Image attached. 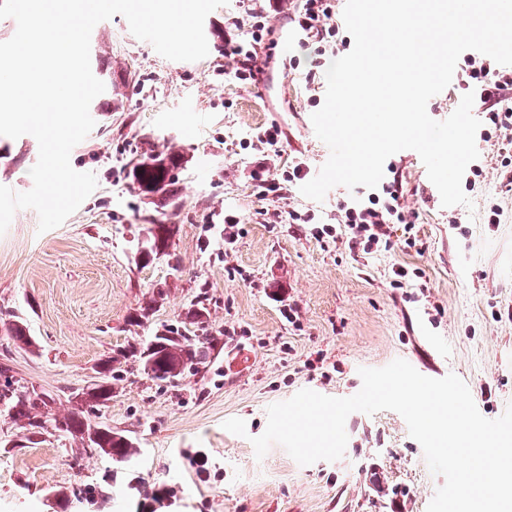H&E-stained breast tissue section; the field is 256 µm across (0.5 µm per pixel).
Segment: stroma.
<instances>
[{"label":"stroma","mask_w":512,"mask_h":512,"mask_svg":"<svg viewBox=\"0 0 512 512\" xmlns=\"http://www.w3.org/2000/svg\"><path fill=\"white\" fill-rule=\"evenodd\" d=\"M243 10L229 0L207 16L209 54L195 62L163 58L118 14L92 31L91 69L111 88L94 99L95 127L70 160L98 185L61 226L38 233L37 213L22 209L0 235V364L49 396L53 415L84 410L130 436L139 453L128 463L87 454L70 467L79 440L51 429L20 447L23 430L0 404V512H53L47 491L103 482L110 512H426L444 479L398 413L350 414L344 456L302 466L277 444L256 457L250 439L264 432L267 407L304 388L352 396L359 368L397 358L459 376L485 417L512 403V183L496 164L500 141H476L485 173L469 208L442 206L414 157L387 159L403 173L420 249L406 248L398 230L387 252L322 247L289 224V210L326 223L362 187H334L318 202L291 185L284 198L262 199L250 173L262 160L277 175L301 160L317 175L327 154L310 121L324 103L325 73L274 13L275 62L262 83L240 84L223 48L237 35L229 18ZM292 56L299 66L290 72L283 62ZM272 123L283 131L279 144L258 145L257 132ZM152 146L178 151L183 167L168 253L147 263L136 244L162 200L133 190L128 162ZM38 152L33 136H0V185L31 189ZM228 213L241 226L229 256L219 230ZM394 265L418 269L422 287H391ZM202 291L204 331L214 338L203 365L161 383L128 362L111 400L82 408L78 394L105 359L184 321ZM285 304L297 305L299 325L282 317ZM14 320L27 325L33 349L11 339L5 324ZM233 417L247 437L224 429Z\"/></svg>","instance_id":"stroma-1"}]
</instances>
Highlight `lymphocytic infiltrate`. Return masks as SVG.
<instances>
[{"label":"lymphocytic infiltrate","instance_id":"lymphocytic-infiltrate-1","mask_svg":"<svg viewBox=\"0 0 512 512\" xmlns=\"http://www.w3.org/2000/svg\"><path fill=\"white\" fill-rule=\"evenodd\" d=\"M286 12L290 24L301 36V43L314 47L317 55L331 50V40L339 32L334 0H245L242 16L232 18L239 30L238 39L226 40L224 57L231 64L235 78L244 84L260 82L272 56L273 46L267 43V18L270 13ZM461 82L463 89L477 95L479 109L493 131L506 134L512 130V71L495 68L489 57L470 56ZM307 166L296 161L289 166L284 177L270 174L266 164H258L251 174L256 196L280 199L287 185L306 178ZM415 212L403 203L402 179L393 176L383 184L381 193L369 194L367 199L345 202L336 213L332 224H319L310 212L289 210L288 221L307 224L314 238L327 245L344 244L350 253L372 254L390 250L394 225H401L404 243L418 245Z\"/></svg>","mask_w":512,"mask_h":512}]
</instances>
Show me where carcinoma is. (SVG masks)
Returning a JSON list of instances; mask_svg holds the SVG:
<instances>
[{"instance_id":"cac0c4a2","label":"carcinoma","mask_w":512,"mask_h":512,"mask_svg":"<svg viewBox=\"0 0 512 512\" xmlns=\"http://www.w3.org/2000/svg\"><path fill=\"white\" fill-rule=\"evenodd\" d=\"M182 164V156L172 150L162 153L143 154L130 162V176L133 188L147 193L159 194L167 201L175 196V171ZM145 361L155 367L152 379L160 382H172L185 370L204 363L207 357L205 342H195L191 331L184 325L168 327L165 332L155 336L154 340L141 352ZM127 354L120 352L105 360L101 365L99 383L87 392L88 401L97 406L105 404L112 396L111 380L120 371L118 365ZM0 402H5L14 411L15 420L22 422L27 431L23 442L38 444L37 435L44 431L42 418L46 416L49 400L46 395L35 391H23L16 386L8 369H0ZM55 429L59 432L78 436L82 441H90L100 455L116 456L128 461L137 454L133 440L124 434L112 431V428L91 424L84 412H74L63 418L54 419Z\"/></svg>"}]
</instances>
